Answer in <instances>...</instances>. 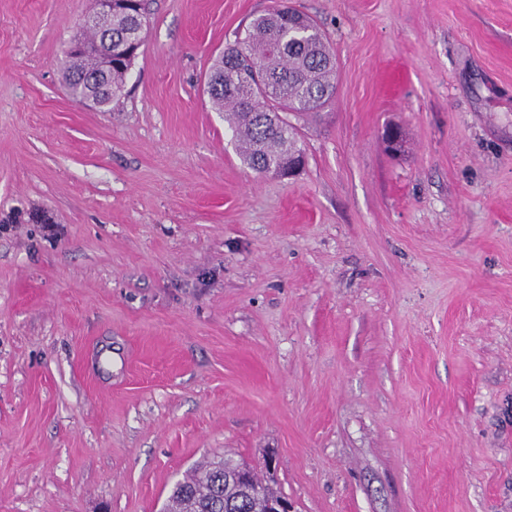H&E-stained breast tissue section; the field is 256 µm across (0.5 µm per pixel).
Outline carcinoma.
<instances>
[{
	"instance_id": "obj_1",
	"label": "carcinoma",
	"mask_w": 512,
	"mask_h": 512,
	"mask_svg": "<svg viewBox=\"0 0 512 512\" xmlns=\"http://www.w3.org/2000/svg\"><path fill=\"white\" fill-rule=\"evenodd\" d=\"M148 23V0L116 5L112 66H99L94 55L66 56L72 97L103 111L119 100ZM335 90L336 55L317 23L294 6L256 16L214 60L207 80L210 102L224 113L241 161L262 176L286 177L288 167L305 162L288 115L317 113ZM233 461L227 454L194 466L173 486L164 512H267L268 501L283 497L255 468L247 478L233 473Z\"/></svg>"
}]
</instances>
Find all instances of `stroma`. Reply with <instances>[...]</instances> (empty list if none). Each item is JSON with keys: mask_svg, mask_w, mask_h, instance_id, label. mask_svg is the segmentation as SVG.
Here are the masks:
<instances>
[{"mask_svg": "<svg viewBox=\"0 0 512 512\" xmlns=\"http://www.w3.org/2000/svg\"><path fill=\"white\" fill-rule=\"evenodd\" d=\"M278 2L150 0L101 112L92 0H0V512H160L224 452L294 512H512V0H291L339 77L290 178L206 93ZM115 1L100 0L98 15L84 21L98 30L103 41L96 30L80 25L71 41L87 42L98 37L112 67H100L94 55L72 53L63 63L65 85L72 97L103 111L123 96L127 74L143 45L149 23L148 0L116 4L112 15Z\"/></svg>", "mask_w": 512, "mask_h": 512, "instance_id": "stroma-1", "label": "stroma"}]
</instances>
